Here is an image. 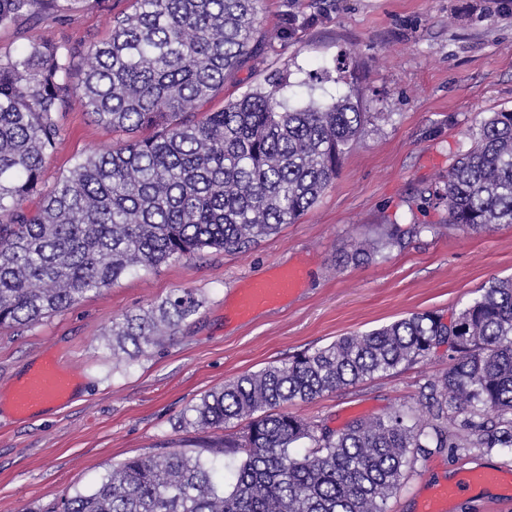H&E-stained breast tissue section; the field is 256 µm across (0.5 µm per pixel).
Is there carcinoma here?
Listing matches in <instances>:
<instances>
[{"instance_id": "cac0c4a2", "label": "carcinoma", "mask_w": 512, "mask_h": 512, "mask_svg": "<svg viewBox=\"0 0 512 512\" xmlns=\"http://www.w3.org/2000/svg\"><path fill=\"white\" fill-rule=\"evenodd\" d=\"M78 0H0V28L67 17ZM257 0H134L110 37L75 61L34 42L0 56V328H26L123 275L205 251L246 248L312 208L367 122L346 94L302 107L278 97L284 75L219 111L256 48ZM78 98L125 135L78 160L27 214L60 137L57 114ZM448 223L478 232L512 224V111L484 120L448 168ZM400 242L391 227L358 243L369 257ZM172 293L112 325V354L131 360L197 314ZM446 348L450 365L397 409L342 430L280 410L310 402ZM181 422L242 431L196 448L129 457L54 512H386L404 472L431 449L512 448V279L492 282L448 321L412 313L342 336L204 394Z\"/></svg>"}]
</instances>
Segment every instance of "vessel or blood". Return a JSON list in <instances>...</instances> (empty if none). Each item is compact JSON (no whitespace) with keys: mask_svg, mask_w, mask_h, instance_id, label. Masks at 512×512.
<instances>
[{"mask_svg":"<svg viewBox=\"0 0 512 512\" xmlns=\"http://www.w3.org/2000/svg\"><path fill=\"white\" fill-rule=\"evenodd\" d=\"M296 281V273L291 272L256 283L245 296L242 311L278 303L293 291ZM76 386V375L65 371L59 359L49 354L36 363L15 387L9 397V405L17 417H36L42 414L45 406H63L72 401Z\"/></svg>","mask_w":512,"mask_h":512,"instance_id":"obj_1","label":"vessel or blood"}]
</instances>
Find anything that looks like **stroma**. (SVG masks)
Wrapping results in <instances>:
<instances>
[{
    "instance_id": "obj_1",
    "label": "stroma",
    "mask_w": 512,
    "mask_h": 512,
    "mask_svg": "<svg viewBox=\"0 0 512 512\" xmlns=\"http://www.w3.org/2000/svg\"><path fill=\"white\" fill-rule=\"evenodd\" d=\"M487 0H260L264 40L224 84L211 110L286 72L281 98L302 102L352 94L368 121L317 203L293 224L234 253L140 269L25 329L0 328V394L53 352L81 374L66 407L17 420L0 413V512H46L64 493L92 488L112 464L165 448H189L201 433L183 426L207 391L414 312L449 316L497 279L512 277V224L478 232L448 224L439 194L449 165L471 146L483 119L512 109V14ZM131 0H79L61 21L34 16L0 28V54L28 42L76 54L105 39ZM293 31H286V24ZM60 137L42 174L51 188L74 163L118 139L78 104L58 114ZM423 225L402 245L354 261L358 240L390 225ZM297 269L299 287L281 305L232 316L251 282ZM198 313L179 333L136 360L105 346L112 323L178 289ZM448 366L431 360L365 379L289 410L336 430L395 408H416L427 379ZM512 468V450L435 451L419 459L387 512H419L432 483Z\"/></svg>"
}]
</instances>
